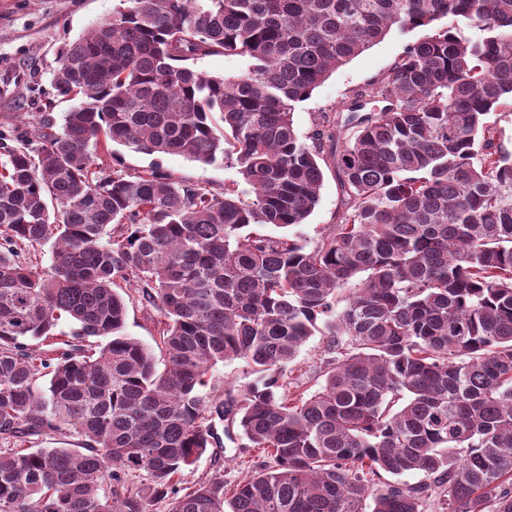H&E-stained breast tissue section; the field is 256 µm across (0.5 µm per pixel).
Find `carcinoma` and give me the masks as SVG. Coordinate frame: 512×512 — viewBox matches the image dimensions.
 Returning a JSON list of instances; mask_svg holds the SVG:
<instances>
[{
    "label": "carcinoma",
    "instance_id": "1",
    "mask_svg": "<svg viewBox=\"0 0 512 512\" xmlns=\"http://www.w3.org/2000/svg\"><path fill=\"white\" fill-rule=\"evenodd\" d=\"M394 28L424 35L376 106L358 93L300 139L298 104ZM211 55L250 64L185 65ZM52 87L69 109L0 162V512H424L434 486L448 512H512V152L489 122L512 107V0H119ZM103 139L225 162L249 192L97 171ZM327 142L341 220L311 248L252 230L306 223ZM45 246L48 268L21 261ZM133 284L166 318L162 371L125 333ZM317 333L322 382L293 390ZM237 359L247 387L203 391ZM218 423L272 464L180 488ZM195 69L213 76H236L247 69L246 58L240 56L213 55L190 61Z\"/></svg>",
    "mask_w": 512,
    "mask_h": 512
}]
</instances>
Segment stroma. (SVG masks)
Returning a JSON list of instances; mask_svg holds the SVG:
<instances>
[{"mask_svg": "<svg viewBox=\"0 0 512 512\" xmlns=\"http://www.w3.org/2000/svg\"><path fill=\"white\" fill-rule=\"evenodd\" d=\"M117 0H0V139L10 145L33 139L32 117L38 112L60 115L64 103L55 101L51 86L61 65L62 46L88 32L96 24L111 18ZM419 31H391L363 53L335 72L311 96L300 103L293 114L299 136L311 135L316 118L324 112H339L353 95L370 93L377 80L416 41ZM104 166L128 173L159 169L179 181L205 185L215 191L241 182L236 169L223 163L203 165L177 155H144L118 145L98 146L94 152ZM320 200L306 224L297 228L304 244H313L341 214L342 194L332 167H325ZM125 331L147 346L158 337V310L141 304L137 292L127 301ZM326 341L316 335L303 346L285 378L303 389L317 387V376L325 359ZM264 457L243 440L224 441L221 447L208 448L195 466L181 477L183 486L220 478L236 484L251 475Z\"/></svg>", "mask_w": 512, "mask_h": 512, "instance_id": "stroma-1", "label": "stroma"}]
</instances>
